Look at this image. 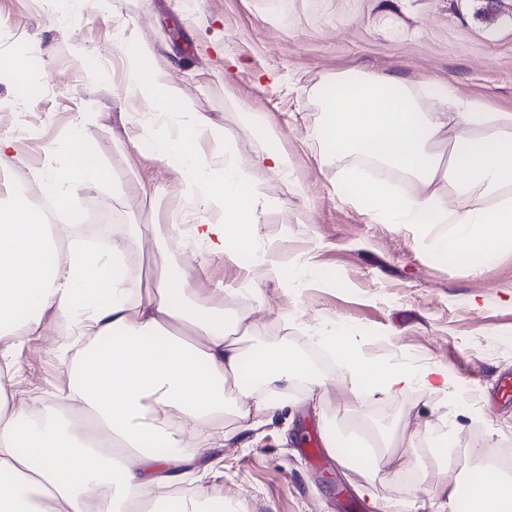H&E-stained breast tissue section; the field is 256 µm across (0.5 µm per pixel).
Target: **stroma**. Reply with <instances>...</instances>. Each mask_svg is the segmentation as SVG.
Listing matches in <instances>:
<instances>
[{"mask_svg": "<svg viewBox=\"0 0 512 512\" xmlns=\"http://www.w3.org/2000/svg\"><path fill=\"white\" fill-rule=\"evenodd\" d=\"M1 29L29 42L39 63L24 84L0 68V136L16 141L0 166V199L15 193L34 207L49 198L47 174L80 136L101 171L76 200L109 202L114 220L104 231L128 251L135 280L147 281L158 248L184 268L202 260L196 299L228 314L252 312L248 346L304 354L314 350V336L342 323L371 360L448 370L442 390L415 387L361 402L333 363L326 400L310 401L301 389L281 395V409L260 415L251 436L214 451L222 469L213 484L234 512H341L342 488L373 512L392 502L404 512H463L467 492L452 491L449 469H481L488 449L512 441V405L482 398L512 370V251L477 273L441 263L410 225L373 223L368 203L338 200L341 166L307 133L323 119L319 94L332 92L331 76L353 69L450 80L461 94L512 111V0H110L107 11L77 5L65 18L38 0H0ZM124 29L153 49L184 91L188 115L206 113L225 130L220 138L192 129L188 115L174 126L214 164L228 152L245 161L265 149L244 109L265 113L278 131L291 174L257 173L254 248L279 264V278L245 272L189 238L166 237L180 216L213 221L221 211L196 207L194 185L149 148L158 119L131 88L117 37ZM142 224L156 225L161 243L138 238ZM300 265L336 277L297 292L288 279ZM255 283L264 304L253 298ZM57 342L52 330L0 341L18 374L15 398L32 410L53 409L66 388ZM361 423L394 432L396 445L418 460L411 478L385 473L360 489L337 459L316 467L300 451L311 428ZM426 426L455 448L451 464L410 447Z\"/></svg>", "mask_w": 512, "mask_h": 512, "instance_id": "1", "label": "stroma"}]
</instances>
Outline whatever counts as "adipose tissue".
<instances>
[{
  "instance_id": "obj_1",
  "label": "adipose tissue",
  "mask_w": 512,
  "mask_h": 512,
  "mask_svg": "<svg viewBox=\"0 0 512 512\" xmlns=\"http://www.w3.org/2000/svg\"><path fill=\"white\" fill-rule=\"evenodd\" d=\"M134 91L156 111H184L181 89L154 62L148 45L125 38ZM342 92L323 97L324 120L309 134L331 146L337 160L355 158L336 186L339 198L366 200L377 224H407L427 239L443 263L480 270L512 250V112L491 110L453 84L412 82L395 75L337 74ZM267 149L251 162L225 157L214 168L172 129L155 131L160 159L178 163L198 199L222 206L223 219L190 227L212 255L265 259L252 249L260 204L254 180L261 171L286 176L287 153L268 119L249 114ZM377 167L410 180L396 192L370 179ZM100 168L89 145L74 148L50 174L54 203L72 213L78 186L95 183ZM61 229L21 200L0 204V339L43 329L53 313L71 352L68 388L57 410L34 413L9 387L10 363L0 364V512H145L155 486L174 484L172 467L188 465L225 445L218 427L257 428L255 414L278 408L272 393L295 383L318 398L327 382L307 358L288 347L244 350L250 315L194 299L193 279L162 256L154 259L150 288L134 284L125 252L115 241L88 247L60 241ZM352 382L353 396L374 386L395 398L411 387L436 390L448 376L438 367L385 365L357 351L348 331L332 326L321 338ZM88 415L123 451L105 452L68 410ZM162 440L166 453L152 443ZM343 467L375 480L382 467L413 469L396 460L387 437L371 448L344 440ZM473 512H512V479L489 475L472 486Z\"/></svg>"
}]
</instances>
